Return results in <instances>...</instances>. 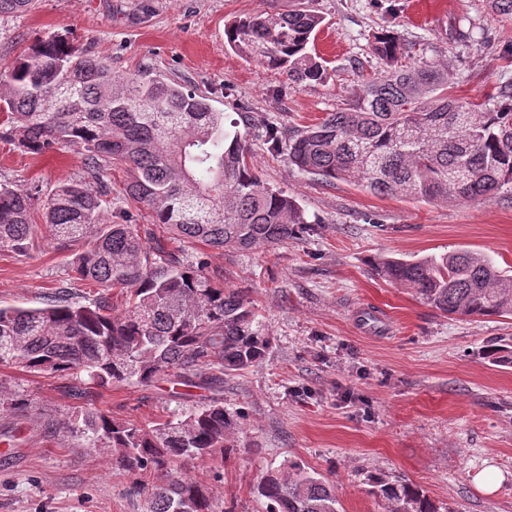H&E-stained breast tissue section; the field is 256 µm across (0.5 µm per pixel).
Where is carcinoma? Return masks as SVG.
<instances>
[{
    "instance_id": "1",
    "label": "carcinoma",
    "mask_w": 512,
    "mask_h": 512,
    "mask_svg": "<svg viewBox=\"0 0 512 512\" xmlns=\"http://www.w3.org/2000/svg\"><path fill=\"white\" fill-rule=\"evenodd\" d=\"M34 0H0V15L26 12ZM323 17L312 9L240 18L227 44L260 67L284 69L301 85L319 81L308 51ZM383 76L357 72L356 99L303 129L271 124L268 151L326 182L353 183L378 196L427 202H478L512 189V94L489 111L448 95V74L420 58L402 62L398 37H374ZM0 139L26 153L78 148L83 176L56 186L43 204L45 225L72 259L78 280L102 291L87 303L59 295L38 308L0 307V365L28 373L87 377V403L67 428L136 477L144 512H224L209 487L180 474L185 458L238 450L239 412L214 395L207 402L141 427L112 418L97 392L167 379L215 391L224 378L261 363L270 338L247 293L218 283L200 259L185 264L137 224L109 217L114 166L130 174L126 195L155 223L186 242L239 250L297 239L308 225L296 198L264 182L249 161L245 136L208 99L157 75L116 77L112 68L67 39L34 42L0 70ZM38 225L29 194L0 185V248L24 252ZM380 279L444 315L512 316V275L488 257L450 251L414 260H369ZM125 294L115 310L110 292ZM29 405L0 389V406ZM151 475L155 481L141 479ZM266 512H339L336 488L298 463L263 475L256 488ZM387 512H437L417 487L377 479Z\"/></svg>"
}]
</instances>
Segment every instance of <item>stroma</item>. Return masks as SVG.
Here are the masks:
<instances>
[{
    "label": "stroma",
    "instance_id": "stroma-1",
    "mask_svg": "<svg viewBox=\"0 0 512 512\" xmlns=\"http://www.w3.org/2000/svg\"><path fill=\"white\" fill-rule=\"evenodd\" d=\"M302 3L36 0L28 12L0 15V70L36 38L58 35L106 61L113 75H164L238 120L261 177L306 211L299 239L268 250L213 249L154 228L149 209L125 195L127 170H112L113 212L155 229L185 263L205 258L225 286L247 292L271 338L263 363L224 380L225 406L243 416L239 442L254 452L187 458L179 472L210 484L229 512H265L255 492L260 476L295 461L335 485L342 512H387L370 492L375 477L417 486L439 512H512V366L486 357L512 344V318L441 315L369 267L373 257L467 249L512 270V196L460 204L376 196L317 180L271 156L264 141L270 124L311 125L351 103L356 68L377 75L385 67L371 51L385 29L447 69L450 95L496 107L512 87V18L492 12L488 0H313L324 18L313 51L327 75L299 86L227 45L230 22ZM82 170L77 148L33 155L0 140V183L35 203ZM72 258L43 228L27 253L0 248V306L40 307L62 291L76 301L96 295L95 284L72 279ZM372 310L383 323L360 322ZM81 386L73 376L0 365V389L30 400L24 410L0 411V435L20 436L14 448L0 442V512H142L132 477L61 426ZM200 399L171 397L162 382L133 383L101 391L95 406L150 425ZM489 468L503 476L493 490L476 481Z\"/></svg>",
    "mask_w": 512,
    "mask_h": 512
}]
</instances>
